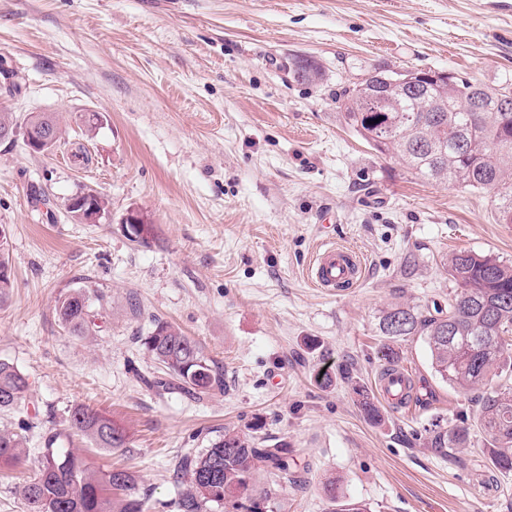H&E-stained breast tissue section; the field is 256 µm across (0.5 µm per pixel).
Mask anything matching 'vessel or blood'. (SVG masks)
<instances>
[{
	"label": "vessel or blood",
	"mask_w": 512,
	"mask_h": 512,
	"mask_svg": "<svg viewBox=\"0 0 512 512\" xmlns=\"http://www.w3.org/2000/svg\"><path fill=\"white\" fill-rule=\"evenodd\" d=\"M365 276V265L361 257L347 247L330 242L317 252L309 267L308 278L314 287L325 291L346 286L355 287ZM410 386V375L405 368L395 367L387 371L380 380L382 393L392 402H399Z\"/></svg>",
	"instance_id": "1"
}]
</instances>
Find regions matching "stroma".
I'll list each match as a JSON object with an SVG mask.
<instances>
[{"label": "stroma", "instance_id": "1", "mask_svg": "<svg viewBox=\"0 0 512 512\" xmlns=\"http://www.w3.org/2000/svg\"><path fill=\"white\" fill-rule=\"evenodd\" d=\"M317 62L297 81L291 57ZM438 69L512 83V0H0V112H53L50 152L0 142V225L14 288L0 308V359L28 375L21 407L46 430L88 405L126 429L127 448H78L95 466L133 471L173 512V471L197 432L227 428L284 444L297 462L270 482L265 512H328L324 486L369 512H512V472L473 432L443 455L429 434L475 417L478 395L434 376L423 337L399 341L426 407H383L368 421L353 392L379 397L384 312L447 304L449 254L512 263V224L493 192L436 184L381 158L343 121L336 93L367 70ZM107 124L85 135L80 116ZM44 190L45 211L31 195ZM109 202L97 224L69 198ZM155 227L125 233L130 210ZM360 252L357 287L325 293L307 270L318 242ZM106 296L93 342L69 336L54 307L81 279ZM179 326L224 365V390L201 402L156 392L138 338L152 318ZM351 380H344L342 370ZM333 382H317L320 371Z\"/></svg>", "mask_w": 512, "mask_h": 512}]
</instances>
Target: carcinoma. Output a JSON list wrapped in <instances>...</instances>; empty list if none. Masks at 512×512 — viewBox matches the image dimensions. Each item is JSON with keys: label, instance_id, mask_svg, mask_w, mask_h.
<instances>
[{"label": "carcinoma", "instance_id": "cac0c4a2", "mask_svg": "<svg viewBox=\"0 0 512 512\" xmlns=\"http://www.w3.org/2000/svg\"><path fill=\"white\" fill-rule=\"evenodd\" d=\"M294 75L307 82L322 80L313 62L291 60ZM371 70L361 84L342 87L336 100L342 118L361 139L382 156L398 159L406 169L428 181L470 190H492L499 222L512 224V112L490 108L474 110V100H485L512 87L474 85L448 75L394 94V101L378 97V76ZM53 127L61 133L59 118L51 112L30 116L24 128L38 132ZM19 128L10 112H0V142ZM9 235L0 226V308L8 305L13 288ZM448 275L455 292L448 306L425 313L399 305L386 311L382 335L394 342L424 336L431 366L443 381L464 391L482 390L477 416L484 450L496 466L512 471V384L493 381L512 374V264L492 255L463 250L448 258ZM105 295L86 282L61 292L55 305L59 324L68 335L87 340L96 335L103 317ZM140 345L159 365L142 377L145 385L174 390L201 401L224 391V366L208 356L200 344L173 324L156 319ZM30 390L28 377L17 365L0 359V411L15 410ZM365 416L382 421L381 408L367 391L358 390ZM69 430L40 436L42 448L29 456L28 431L0 426V466L30 461L34 477L22 487L27 512H149V496L140 490L136 475L123 469L91 466L71 445L78 439L110 451L127 448L126 431L99 410L81 405L68 410ZM471 428L467 419L447 431L432 432L430 447L441 453L466 448ZM295 466L283 445L264 438L244 437L226 430L207 439L203 448H187L177 464L178 512H261L267 497L253 495L255 475L286 478ZM330 512H367L364 504L336 496V485L325 486Z\"/></svg>", "mask_w": 512, "mask_h": 512}]
</instances>
